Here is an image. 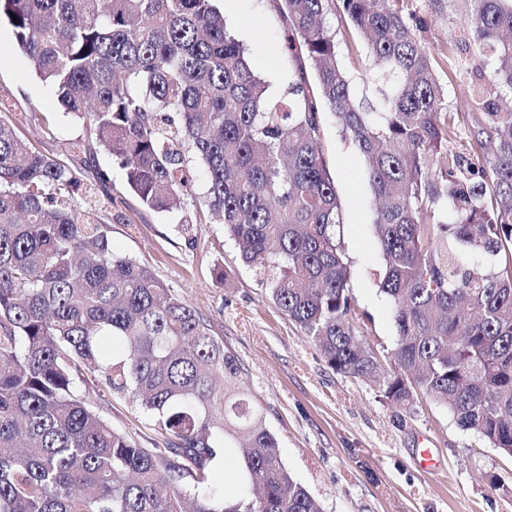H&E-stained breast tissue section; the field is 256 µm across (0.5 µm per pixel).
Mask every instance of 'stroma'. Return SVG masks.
I'll use <instances>...</instances> for the list:
<instances>
[{
	"mask_svg": "<svg viewBox=\"0 0 512 512\" xmlns=\"http://www.w3.org/2000/svg\"><path fill=\"white\" fill-rule=\"evenodd\" d=\"M224 18L246 49L253 71L278 94L294 69L285 49V25L273 0H218ZM425 21L423 42L438 62L448 103L458 118L451 150L464 152L478 130L479 112L469 80L459 77L463 11L458 0H408ZM0 120L15 126L32 148L66 161L82 121L66 115L58 92L16 49L13 28L0 17ZM321 146L345 218L344 250L351 266L353 317L363 340L387 356L396 327L380 292L378 239L364 160L345 140L330 112L322 114ZM96 164L107 173L111 196L91 198L109 226L115 253L149 267L186 299L241 368L265 427L276 437L290 473L320 500L325 512H512V496L495 490L489 477L512 476V459L462 431L452 416L429 400L399 407L382 400L372 383L332 370L304 331L272 302L267 277L248 266L217 216L203 205L202 165L170 212L142 207L125 187L111 156ZM79 394L113 430L150 448L159 441L151 417L137 402L109 392L87 369L74 374ZM431 449L438 466H417Z\"/></svg>",
	"mask_w": 512,
	"mask_h": 512,
	"instance_id": "obj_1",
	"label": "stroma"
}]
</instances>
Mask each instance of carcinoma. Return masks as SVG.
I'll return each instance as SVG.
<instances>
[{
	"label": "carcinoma",
	"instance_id": "obj_1",
	"mask_svg": "<svg viewBox=\"0 0 512 512\" xmlns=\"http://www.w3.org/2000/svg\"><path fill=\"white\" fill-rule=\"evenodd\" d=\"M407 0H276L297 63L276 97L215 0H0L15 46L83 120L71 167L0 122V512H323L289 473L195 309L112 250L108 225L68 201L110 191L105 151L139 202L166 212L203 165L204 204L242 260L270 271L272 301L334 371L387 402L420 395L512 458V0H467L463 30L482 113L458 135L423 23ZM339 16L374 72L355 90L339 66ZM329 110L364 159L377 208L378 287L392 306L388 356L350 317L344 218L320 148ZM153 415L167 448L114 431L75 391L73 367ZM239 449L251 496L194 492Z\"/></svg>",
	"mask_w": 512,
	"mask_h": 512
}]
</instances>
